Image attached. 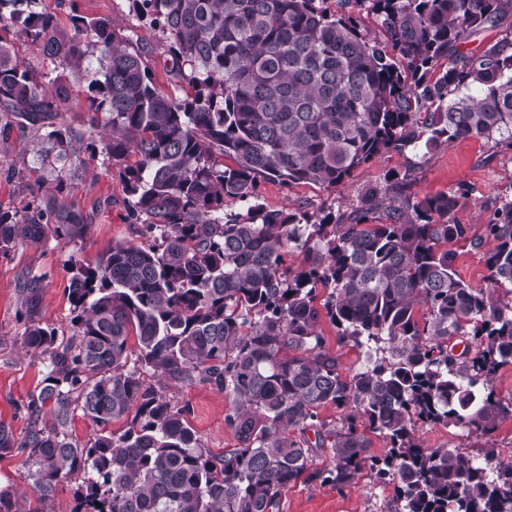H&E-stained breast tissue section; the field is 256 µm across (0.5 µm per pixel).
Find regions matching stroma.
<instances>
[{"label": "stroma", "instance_id": "35a3bbf8", "mask_svg": "<svg viewBox=\"0 0 512 512\" xmlns=\"http://www.w3.org/2000/svg\"><path fill=\"white\" fill-rule=\"evenodd\" d=\"M42 9L56 13L61 19L70 15L94 17L109 15L130 29L141 44L153 47L150 67L157 88L171 92L168 61L157 48V35L150 28L138 25L128 14L126 0H42ZM85 172V179L73 196L82 210H90L97 201L112 198L110 207L99 212L87 237L80 242L63 244L50 239L39 246L16 245L7 254H0V422L9 425L16 438H23L28 429L23 409L44 373L41 358L31 356L21 346L27 316L19 292L24 275H35L43 282L40 311L42 322L54 328L57 335H73L72 313L68 299L70 260L78 258L95 262L113 244L130 240L125 222L121 182L116 168L109 165L104 153L96 150L82 153L75 161ZM409 173L412 190L418 195H434L465 184L475 196L461 205L454 218L469 225L472 234L482 232L487 217L484 203L498 196L512 198V154L491 155L485 141L460 139L432 152L407 150L390 152L381 159L363 165L352 173L348 182L332 189L315 184L289 187L279 182H262L260 191L265 203L275 209L294 208L302 203L313 206L335 205L349 208L357 194L368 185L380 181L386 171ZM170 399L188 407V420L197 430L211 454L220 456L237 445L234 430L225 421L230 406L221 391L203 384L179 383L167 391ZM419 436L425 448L459 447L477 455L491 448L502 459L512 458V417L502 419L491 437L469 435L463 427H426ZM24 456H0V486L12 487L25 497L28 512H74L76 491L81 476L63 482L53 502L40 504L31 492ZM396 481L379 483L369 473H361L356 484L349 487L298 481L281 499L280 512H388L396 496Z\"/></svg>", "mask_w": 512, "mask_h": 512}]
</instances>
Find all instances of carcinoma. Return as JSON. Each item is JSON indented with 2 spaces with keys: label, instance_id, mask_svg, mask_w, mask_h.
Here are the masks:
<instances>
[{
  "label": "carcinoma",
  "instance_id": "cac0c4a2",
  "mask_svg": "<svg viewBox=\"0 0 512 512\" xmlns=\"http://www.w3.org/2000/svg\"><path fill=\"white\" fill-rule=\"evenodd\" d=\"M335 7H329V3ZM169 57L175 91L154 84L151 49L109 15L57 16L39 0H0V147L35 138L49 170L21 209L0 207V253L17 243L86 238L95 212L70 194L67 163L96 144L119 170L126 222L148 243L120 242L95 263L74 259L75 335L57 341L35 318L43 284H20L21 344L46 373L23 405L21 440L0 423V455H26L38 500L81 472L74 512H280L298 480L348 487L368 470L398 479L394 512H512V459L426 451L425 426L477 436L512 416V400L477 392L512 365V199L488 210L492 287L474 288L449 245L473 189L420 197L387 172L345 210L273 209L260 181L326 189L384 154L431 152L459 139L512 149V0H128ZM371 15L391 49L362 26ZM15 28L62 73L21 61ZM500 36L490 38L489 32ZM474 47H469V44ZM83 87L87 129L59 121ZM230 159L227 164L224 159ZM239 204L234 210L228 203ZM299 251L297 265L286 261ZM384 345L350 377L319 331ZM135 338L136 349L129 346ZM224 392L238 447L214 457L167 396L178 383ZM344 410L325 422L320 409ZM100 432H68L76 411ZM126 420L116 434L107 430ZM387 450L372 452L367 433ZM328 454L330 463L313 467ZM0 512H23L0 487Z\"/></svg>",
  "mask_w": 512,
  "mask_h": 512
}]
</instances>
